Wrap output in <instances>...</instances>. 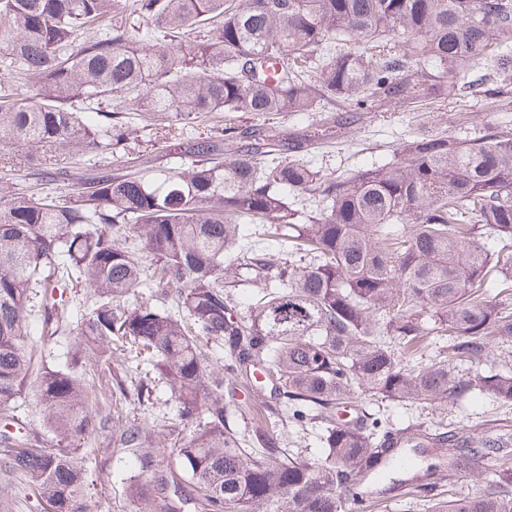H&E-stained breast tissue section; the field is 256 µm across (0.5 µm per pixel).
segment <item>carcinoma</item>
I'll return each mask as SVG.
<instances>
[{
  "mask_svg": "<svg viewBox=\"0 0 512 512\" xmlns=\"http://www.w3.org/2000/svg\"><path fill=\"white\" fill-rule=\"evenodd\" d=\"M464 92L512 112V0H0V146L25 149L0 167L86 161L68 196L0 185V413L16 427L0 433V478H24L43 512H91L74 442L101 430L135 463L134 512H344L384 493L376 479L411 449L439 455L450 482L486 480L432 512H512V440L452 418L476 391L512 403V372L454 369L512 347V128L423 133L347 175L297 157L315 136L259 122L321 112L317 126L339 128ZM130 110L257 123L198 138L161 177L103 174L95 160L120 162L134 138ZM302 194L316 207L298 208ZM242 282L244 313L230 294ZM34 306L41 335L84 339L62 368L35 371ZM445 335L409 368L392 346ZM114 337L145 372L128 376ZM88 349L118 401L142 406L165 384L189 434L92 411ZM30 391L55 452L23 432ZM362 394L439 416L428 430L366 408L340 419ZM310 427L318 455L293 449ZM430 484L428 470L405 494Z\"/></svg>",
  "mask_w": 512,
  "mask_h": 512,
  "instance_id": "1",
  "label": "carcinoma"
}]
</instances>
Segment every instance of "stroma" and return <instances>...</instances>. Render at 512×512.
I'll use <instances>...</instances> for the list:
<instances>
[{
	"mask_svg": "<svg viewBox=\"0 0 512 512\" xmlns=\"http://www.w3.org/2000/svg\"><path fill=\"white\" fill-rule=\"evenodd\" d=\"M512 121V112L486 111L482 102L471 98L450 100L429 108H402L393 112H363L345 128L327 131L323 142L311 147L308 158L326 172L350 173L374 163L391 161L401 143L415 135L432 131L448 136H474L486 126ZM157 122H149L127 144L123 157L130 162L150 161L163 170L173 163L165 144L158 137ZM461 424L471 426L486 437H495L504 426L512 427V405L504 406L485 395L464 401L457 413ZM107 437L91 432L79 440L91 453L87 497L92 512H133L126 480L134 465L112 454Z\"/></svg>",
	"mask_w": 512,
	"mask_h": 512,
	"instance_id": "35a3bbf8",
	"label": "stroma"
}]
</instances>
